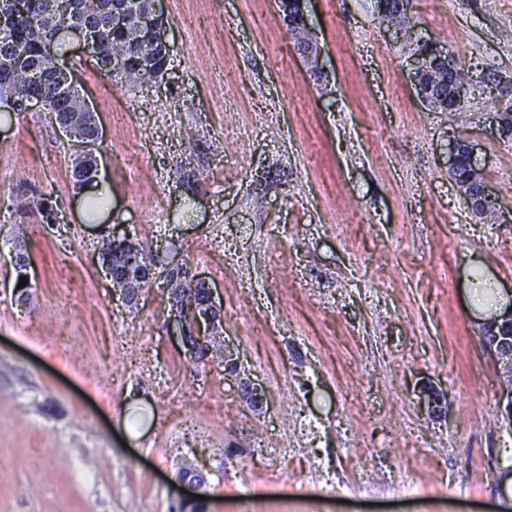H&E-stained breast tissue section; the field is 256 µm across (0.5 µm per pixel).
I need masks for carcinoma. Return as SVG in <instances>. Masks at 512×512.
<instances>
[{"instance_id": "carcinoma-1", "label": "carcinoma", "mask_w": 512, "mask_h": 512, "mask_svg": "<svg viewBox=\"0 0 512 512\" xmlns=\"http://www.w3.org/2000/svg\"><path fill=\"white\" fill-rule=\"evenodd\" d=\"M78 18L103 41H125V34L112 28L108 18L112 0H77ZM0 14L12 19L11 25L0 29V90L13 89L16 83L27 84L30 92L46 102L48 115L63 127L70 119L71 102L80 97L71 74L55 68L43 55L48 43L63 47L57 33L72 15L60 9L59 0H0ZM167 63L160 49L152 43L128 42V51L118 60L109 55L94 59L96 68L113 80L118 71L140 70L150 77ZM25 211L38 214L44 224L57 220V206L52 199L37 197Z\"/></svg>"}]
</instances>
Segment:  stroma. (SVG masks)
<instances>
[{
    "mask_svg": "<svg viewBox=\"0 0 512 512\" xmlns=\"http://www.w3.org/2000/svg\"><path fill=\"white\" fill-rule=\"evenodd\" d=\"M157 8L171 49L159 83L110 80L75 40L59 54L98 114L111 209L88 212L76 148L45 113L0 115V512H178L187 470L204 475L207 512H512L505 375L468 271L512 296V142L485 121L512 97V0H411L409 41L376 0H304L320 78L278 0ZM429 39L465 64L459 111L414 89ZM452 132L475 144L498 217L476 216L450 177ZM25 189L59 201L51 231L18 216ZM114 231L212 288L223 325L207 359L170 335L163 283L113 299L97 254ZM346 386L390 425L357 405L337 433ZM426 388L442 411L421 405ZM306 419L317 434L300 431ZM285 446L268 475L264 450ZM355 473L470 491L452 503L323 494V478Z\"/></svg>",
    "mask_w": 512,
    "mask_h": 512,
    "instance_id": "35a3bbf8",
    "label": "stroma"
}]
</instances>
